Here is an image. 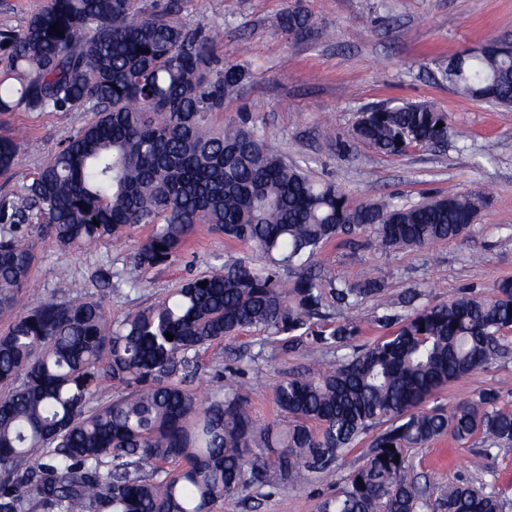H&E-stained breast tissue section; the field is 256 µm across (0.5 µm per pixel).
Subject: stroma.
Returning a JSON list of instances; mask_svg holds the SVG:
<instances>
[{"mask_svg":"<svg viewBox=\"0 0 512 512\" xmlns=\"http://www.w3.org/2000/svg\"><path fill=\"white\" fill-rule=\"evenodd\" d=\"M291 5L312 18L310 28L293 38L279 29L281 13ZM179 7L184 23L220 28L217 57L251 73L238 96L213 115V125L248 113L255 131L286 162L301 165L314 179L340 185L353 205L389 197L415 204L429 194L478 189L492 196L466 238L424 252L384 253L366 247L368 235L362 232L356 244L340 239L328 244L318 262L331 263L350 279L373 271L394 297L421 285L428 303L512 276V108L467 97L440 75L450 59L489 37L512 39V0H179ZM406 102L447 112V141L391 156L367 146L351 153L339 149L363 111ZM90 118L87 112L24 109L7 117L0 132L34 141L35 147L22 150L10 175L0 177V193L30 183L61 142ZM490 141L496 149L488 157L484 147ZM152 232V225L140 224L90 251L39 241L20 310L51 298H94L118 323L131 310L161 300L181 281L246 256L241 246L200 224L176 261L135 267L132 255ZM101 268L113 271L109 283L94 280ZM63 270L69 280H61ZM258 352L262 360L250 364L249 356ZM332 358L313 347L285 354L262 333L245 330L202 352L201 375L194 383L197 399L207 405L217 390L214 373L224 370L225 382L241 385L250 399L255 419L268 423L279 415L275 384L290 371ZM490 388L512 409V357L448 383L434 402L448 409ZM370 442V436L361 437L321 476H306L273 493L240 489L217 504L216 512H318L319 504L365 463ZM478 449L477 443L458 445L444 437L408 449L407 457L427 496L463 481L501 492L506 512H512V446L492 449L480 469L472 465Z\"/></svg>","mask_w":512,"mask_h":512,"instance_id":"35a3bbf8","label":"stroma"}]
</instances>
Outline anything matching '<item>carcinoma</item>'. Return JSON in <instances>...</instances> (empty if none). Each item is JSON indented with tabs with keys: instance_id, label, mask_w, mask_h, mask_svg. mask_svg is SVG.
<instances>
[{
	"instance_id": "obj_1",
	"label": "carcinoma",
	"mask_w": 512,
	"mask_h": 512,
	"mask_svg": "<svg viewBox=\"0 0 512 512\" xmlns=\"http://www.w3.org/2000/svg\"><path fill=\"white\" fill-rule=\"evenodd\" d=\"M178 13V0L162 8L47 0L22 30H0L9 58L0 119L21 107L94 115L30 184L0 196V221L12 226L0 234V314L12 315L0 331V512H213L241 488L276 490L328 471L378 425L386 429L366 462L318 512H504L499 493L469 483L425 497L406 450L477 435L483 460L512 445V411L495 389L449 413L427 407L449 382L508 352L512 277L490 293L464 289L421 306L413 289L399 314L380 277L350 281L313 264L327 244L359 231L386 253L463 237L491 196L353 207L340 186L285 162L248 118L211 126L250 72L216 59L218 30L190 27ZM310 25L298 10L280 19L285 35ZM444 76L467 96L512 107V49H470ZM446 137L447 113L404 104L359 120L351 142L398 155ZM20 150L17 139L0 136V176ZM137 224L154 225L134 253L137 267L174 260L197 224L251 258L213 266L117 325L91 298L13 314L36 241L90 249ZM329 296L346 309L372 302L371 323L389 334L357 345L359 323L325 328ZM246 328L283 351L314 345L336 354L329 366L275 386L280 422L258 423L234 385H219L204 407L197 402L201 351Z\"/></svg>"
}]
</instances>
